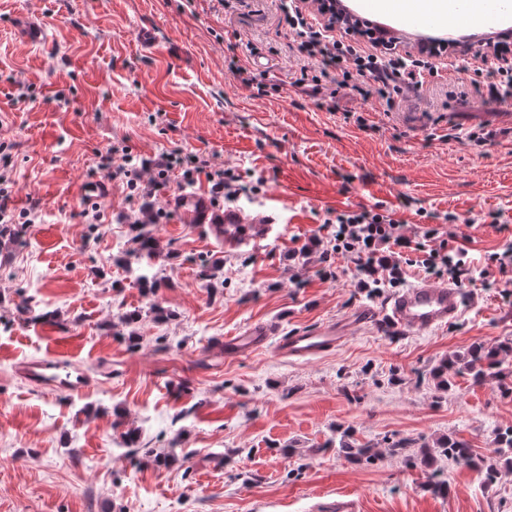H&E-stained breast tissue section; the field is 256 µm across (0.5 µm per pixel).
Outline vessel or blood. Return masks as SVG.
Here are the masks:
<instances>
[{
	"instance_id": "b4317fda",
	"label": "vessel or blood",
	"mask_w": 512,
	"mask_h": 512,
	"mask_svg": "<svg viewBox=\"0 0 512 512\" xmlns=\"http://www.w3.org/2000/svg\"><path fill=\"white\" fill-rule=\"evenodd\" d=\"M506 8V0H450L448 4L454 17V29L480 36L501 32L502 14ZM441 21L437 0H422L419 12L400 17L397 27L423 35L428 29L439 27ZM167 205L180 223L207 229L228 251L267 239L277 222V215L271 210L253 213L241 208L218 210L203 190L168 195ZM461 311L462 296L458 288L448 284H423L392 296L383 310H359L356 320L367 324L380 320L402 331L420 332L447 325L457 319ZM271 334V326L255 325L244 335L225 337L224 351L233 356L252 353L265 345ZM346 338L345 323L330 322L313 330L296 331L281 337L277 349L291 358H312L340 346Z\"/></svg>"
}]
</instances>
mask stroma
Returning a JSON list of instances; mask_svg holds the SVG:
<instances>
[{"mask_svg": "<svg viewBox=\"0 0 512 512\" xmlns=\"http://www.w3.org/2000/svg\"><path fill=\"white\" fill-rule=\"evenodd\" d=\"M32 21L43 41L27 38ZM232 54L277 92L254 97ZM305 63L279 0L229 12L216 0H0L11 205L40 204L0 239V512H315L341 495L358 512H512L511 469L488 484L464 463L429 468L388 449L450 435L494 459L512 394L466 376L442 392L429 372L512 338L505 275L464 285L460 317L430 331L355 326L310 359L272 341L224 354L225 337L257 323L282 336L383 308L392 289L368 295L349 258L324 255L336 212L378 206L409 236L455 216L478 268L512 241V102L476 93L481 60L442 51L391 112L343 87L335 111L320 108L294 85ZM112 146L234 169L247 188L238 206H278L276 235L224 251L168 209L173 181L144 199L119 181L95 192ZM145 205L158 223H143ZM136 223L159 244L151 297L129 259ZM56 354L91 384L26 379L24 365ZM354 439L373 457L347 459ZM438 480L448 494L431 491Z\"/></svg>", "mask_w": 512, "mask_h": 512, "instance_id": "obj_1", "label": "stroma"}]
</instances>
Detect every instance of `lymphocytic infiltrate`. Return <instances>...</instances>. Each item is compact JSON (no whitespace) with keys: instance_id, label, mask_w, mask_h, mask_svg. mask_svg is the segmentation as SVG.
<instances>
[{"instance_id":"f902f5d3","label":"lymphocytic infiltrate","mask_w":512,"mask_h":512,"mask_svg":"<svg viewBox=\"0 0 512 512\" xmlns=\"http://www.w3.org/2000/svg\"><path fill=\"white\" fill-rule=\"evenodd\" d=\"M283 18L297 35L298 51L317 64L318 73L313 84L321 80L342 77L350 82L361 96L384 99L387 109H394L395 93L417 90L418 77L431 64L425 58H410L399 53L359 54L343 41L326 39L321 31L308 25L302 12L291 5H283ZM121 155L120 165H113V155ZM182 167L185 185H193L198 177H205L213 201L237 197L241 192L239 177L233 169L214 168L196 155L181 156L168 152L157 158L131 153H117L108 148L102 155L100 168L111 180H125L133 196H140L138 185L141 170H154L152 187L164 185L175 167ZM329 251L352 260L364 288H399L406 280V270L419 268L425 275L437 280L461 284L471 279L473 266L468 251L450 245L437 224L422 227L419 233L408 236L391 216L377 209L360 208L337 214L330 233Z\"/></svg>"}]
</instances>
